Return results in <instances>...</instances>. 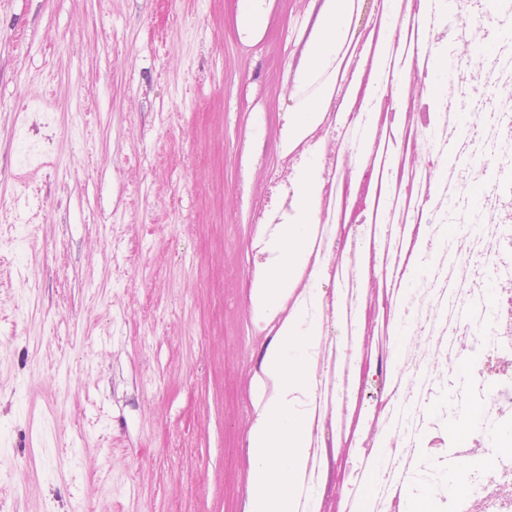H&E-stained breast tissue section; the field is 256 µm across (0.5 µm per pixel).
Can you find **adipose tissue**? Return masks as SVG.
Returning <instances> with one entry per match:
<instances>
[{"label":"adipose tissue","mask_w":512,"mask_h":512,"mask_svg":"<svg viewBox=\"0 0 512 512\" xmlns=\"http://www.w3.org/2000/svg\"><path fill=\"white\" fill-rule=\"evenodd\" d=\"M322 167L310 158L297 179L293 223L283 225L272 245L273 258L256 290L263 321L276 317L294 268L306 259L305 241L314 222V200ZM321 325L308 312L277 336L261 361V370L278 380L276 394L258 406L249 436V504L247 512H292L291 491L307 454L304 400L315 388L312 360Z\"/></svg>","instance_id":"adipose-tissue-1"}]
</instances>
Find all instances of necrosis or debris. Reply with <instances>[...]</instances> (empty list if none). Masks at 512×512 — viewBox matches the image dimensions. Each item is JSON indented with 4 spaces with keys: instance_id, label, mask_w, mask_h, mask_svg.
Segmentation results:
<instances>
[{
    "instance_id": "1",
    "label": "necrosis or debris",
    "mask_w": 512,
    "mask_h": 512,
    "mask_svg": "<svg viewBox=\"0 0 512 512\" xmlns=\"http://www.w3.org/2000/svg\"><path fill=\"white\" fill-rule=\"evenodd\" d=\"M422 0H405L402 22L387 50L396 59L412 56L407 33L421 24L429 52L461 44L448 93L431 99L424 81L407 89L403 72L381 68L371 33L382 16L374 8L355 21L352 57L324 88L316 125L297 147L287 149L274 180L285 190L282 209L292 207L293 162L305 150L323 161L317 220L329 231L309 258L299 288L319 272L337 280V290L319 308L322 345L315 370L336 400L313 419V443L304 465V483L328 512L323 493L326 467L340 415L353 411L369 430L362 445L381 449L376 474L384 495L382 512H400L393 488L409 486L415 501L437 508L455 489L440 468H414L430 428L428 407L446 422L475 416L466 440L453 444L465 459L482 457L479 437L494 432L488 467L473 470L463 512H512V54L476 79L467 45L476 26V0H455L456 26L424 12ZM467 113L460 128L449 117ZM446 224L455 234L443 235ZM345 243L346 256L336 253ZM426 273L404 295L365 287L375 269L407 279L415 258ZM493 282V295L484 285ZM410 338L374 349L379 330L402 318ZM352 324L361 348L339 344L341 327Z\"/></svg>"
}]
</instances>
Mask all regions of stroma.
Here are the masks:
<instances>
[{
    "mask_svg": "<svg viewBox=\"0 0 512 512\" xmlns=\"http://www.w3.org/2000/svg\"><path fill=\"white\" fill-rule=\"evenodd\" d=\"M260 8L0 0V512H244L251 217L316 46Z\"/></svg>",
    "mask_w": 512,
    "mask_h": 512,
    "instance_id": "1",
    "label": "stroma"
}]
</instances>
